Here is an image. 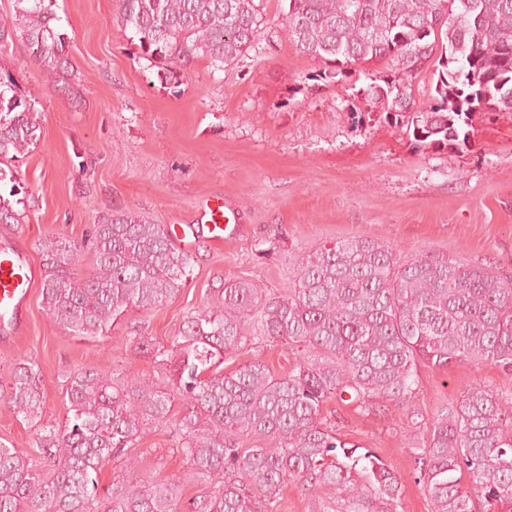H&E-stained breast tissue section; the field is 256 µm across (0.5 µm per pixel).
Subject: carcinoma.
<instances>
[{
    "mask_svg": "<svg viewBox=\"0 0 512 512\" xmlns=\"http://www.w3.org/2000/svg\"><path fill=\"white\" fill-rule=\"evenodd\" d=\"M118 18L144 58L166 78L205 58L216 70L256 48L257 0H117ZM16 35L52 83L69 74L55 0H13ZM289 39L320 64L308 79L339 83L347 69L376 62L368 85L351 89L385 116L407 119L425 145L467 143L472 114L512 112V0H287ZM433 68L432 104L415 84ZM29 99L0 75V224L19 223L20 186L11 162L41 138ZM92 266L84 244L52 236L37 244L45 265L44 310L70 335L106 336L133 309L164 306L186 286L193 257L162 224L117 212L93 225ZM300 352L288 373L253 359L224 373V356L253 339ZM170 376L172 391L121 382L95 369L69 374L68 418L45 426L24 455L0 441V512H274L280 487L299 480L321 493L322 512H400L402 484L371 451L342 441L323 421L330 398L363 414L390 402L416 425L418 368L492 364L512 375V276L444 254L397 260L389 247L349 237L303 259L288 294L264 295L248 280L227 283L218 303L190 314L170 345L130 339ZM40 368H14L4 404L25 420L44 409ZM183 409L178 451L210 492L182 504L181 485L147 480L131 449L145 426L164 427ZM257 444L242 448L239 436ZM430 512H512V392L473 383L441 408L412 448ZM125 475L98 497L111 460Z\"/></svg>",
    "mask_w": 512,
    "mask_h": 512,
    "instance_id": "carcinoma-1",
    "label": "carcinoma"
}]
</instances>
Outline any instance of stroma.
<instances>
[{
    "instance_id": "35a3bbf8",
    "label": "stroma",
    "mask_w": 512,
    "mask_h": 512,
    "mask_svg": "<svg viewBox=\"0 0 512 512\" xmlns=\"http://www.w3.org/2000/svg\"><path fill=\"white\" fill-rule=\"evenodd\" d=\"M57 4L73 65L68 83L49 84L21 41L0 48V73L13 77L43 128L15 163L20 221L0 224V247L25 254L36 280L22 329L0 326V390L19 361L37 363L41 424L66 422L65 375L95 368L128 381L165 380L151 356L133 351V336L169 343L187 314L209 308L228 280L286 293L301 258L339 239L375 240L401 260L440 253L512 276V113L474 117L467 144L416 145L405 124L386 120L363 96L312 80L318 65L289 40L282 0H263L259 50L221 71L195 59L176 85L131 42L115 0ZM215 196L237 225L221 242L198 229L202 203ZM118 211L179 227L176 241L193 255L192 272L176 298L130 311L108 337L72 336L43 309L36 244L52 235L84 240ZM255 358L281 375L297 353L280 342H251L224 369ZM476 380L512 391V375L490 364L420 367L412 404L419 424L431 423ZM324 414L342 440L394 469L401 512H430L411 458L414 434L395 406L368 415L332 399ZM181 415L173 405L170 423L147 427L138 449L141 474L183 485L188 500L209 488L191 481L178 450Z\"/></svg>"
}]
</instances>
